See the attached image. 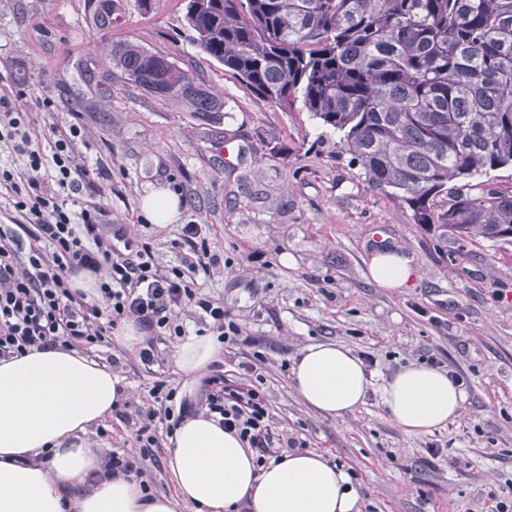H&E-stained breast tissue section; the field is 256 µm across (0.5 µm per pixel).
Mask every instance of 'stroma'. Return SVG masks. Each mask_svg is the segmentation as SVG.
I'll list each match as a JSON object with an SVG mask.
<instances>
[{"instance_id":"obj_1","label":"stroma","mask_w":512,"mask_h":512,"mask_svg":"<svg viewBox=\"0 0 512 512\" xmlns=\"http://www.w3.org/2000/svg\"><path fill=\"white\" fill-rule=\"evenodd\" d=\"M193 37L184 0H151L145 14L137 0H0V84L36 130L80 126L76 160L91 182L76 200L106 207V224L151 243L158 264L176 265L183 224L205 225L221 262L202 289L243 330L223 344L219 370L247 383L244 366L256 364L276 429L352 473L360 512H493L512 497V242L415 223L366 181L336 132L301 106L260 99ZM119 40L191 71L223 112H191L124 79L111 56ZM160 188L179 198L177 222L144 216L142 199ZM381 240L412 258L410 287L368 278ZM316 342L373 359L376 384L344 420L313 411L292 386L294 358ZM174 344L159 342L157 375L113 346L121 410L145 409L159 376L198 399L201 379L178 372ZM409 364L448 371L466 393L454 420L418 436L395 424L378 386Z\"/></svg>"}]
</instances>
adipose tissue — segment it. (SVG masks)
Wrapping results in <instances>:
<instances>
[{
    "label": "adipose tissue",
    "mask_w": 512,
    "mask_h": 512,
    "mask_svg": "<svg viewBox=\"0 0 512 512\" xmlns=\"http://www.w3.org/2000/svg\"><path fill=\"white\" fill-rule=\"evenodd\" d=\"M368 274L381 288H406L416 276L396 249L371 256ZM220 354L215 337L177 341L181 374L203 372ZM293 386L309 407L344 418L365 399L372 376L350 348L303 346ZM125 386L109 368L72 349L44 348L0 360V512H359L350 474L322 454L291 452L257 465L254 449L204 415L185 419L167 443L175 494L145 496L139 481L107 473L83 436L109 416ZM396 425L419 435L458 416L465 401L447 371L404 367L381 385Z\"/></svg>",
    "instance_id": "ef3b65f1"
}]
</instances>
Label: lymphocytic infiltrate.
I'll list each match as a JSON object with an SVG mask.
<instances>
[{"mask_svg":"<svg viewBox=\"0 0 512 512\" xmlns=\"http://www.w3.org/2000/svg\"><path fill=\"white\" fill-rule=\"evenodd\" d=\"M80 133L75 125L56 131L51 154H44L29 121L13 111L10 92L0 91V143L27 159L24 173L0 171V189L7 191L19 215L14 229L0 230V359L56 346L105 355L115 327L131 319L154 333L139 350V360L149 370L162 363L158 338L185 333L183 325L172 323L171 312L189 306L210 318L219 342L238 341L241 327L223 303L202 293L195 277L219 262L200 225L183 226L180 245L185 252L179 265L166 268L157 263L150 243L125 254L103 238L100 207L77 213L68 208L70 192L89 175L76 161ZM47 166L54 172L49 180L41 173ZM23 236L30 240L25 251L19 245ZM82 271L99 276L96 298L71 288L70 276ZM148 395L151 404L146 410L120 415L135 450L109 453L110 474L137 479L149 475L160 465L164 438L172 436L190 412L189 401L166 382H155ZM201 397L207 415L255 449L258 463L300 445L297 438L273 429L267 400L256 386L217 372L204 379Z\"/></svg>","mask_w":512,"mask_h":512,"instance_id":"f902f5d3","label":"lymphocytic infiltrate"}]
</instances>
